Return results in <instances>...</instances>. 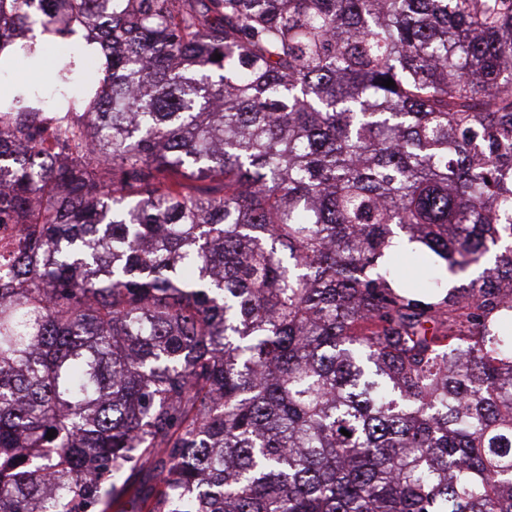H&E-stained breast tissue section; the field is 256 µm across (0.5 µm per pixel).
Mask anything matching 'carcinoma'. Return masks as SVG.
Here are the masks:
<instances>
[{
  "label": "carcinoma",
  "mask_w": 512,
  "mask_h": 512,
  "mask_svg": "<svg viewBox=\"0 0 512 512\" xmlns=\"http://www.w3.org/2000/svg\"><path fill=\"white\" fill-rule=\"evenodd\" d=\"M37 23L0 512H512V0H0ZM400 235L494 261L420 294Z\"/></svg>",
  "instance_id": "cac0c4a2"
}]
</instances>
